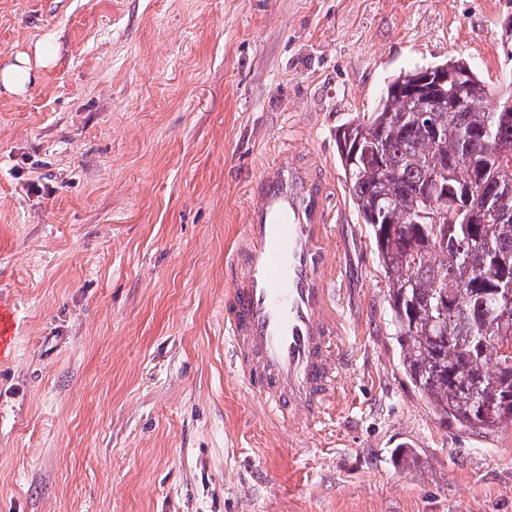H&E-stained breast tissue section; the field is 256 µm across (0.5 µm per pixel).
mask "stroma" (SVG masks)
Returning <instances> with one entry per match:
<instances>
[{
	"label": "stroma",
	"mask_w": 512,
	"mask_h": 512,
	"mask_svg": "<svg viewBox=\"0 0 512 512\" xmlns=\"http://www.w3.org/2000/svg\"><path fill=\"white\" fill-rule=\"evenodd\" d=\"M512 0H0V512H512V425L433 410L336 132L400 71L512 83ZM293 147L341 194L330 412L269 420L224 335L226 255ZM30 79L29 60L26 57H17L16 64L0 70V83L5 88L20 89Z\"/></svg>",
	"instance_id": "obj_1"
}]
</instances>
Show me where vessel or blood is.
Segmentation results:
<instances>
[{"label":"vessel or blood","mask_w":512,"mask_h":512,"mask_svg":"<svg viewBox=\"0 0 512 512\" xmlns=\"http://www.w3.org/2000/svg\"><path fill=\"white\" fill-rule=\"evenodd\" d=\"M327 178L295 153L261 173L229 255L224 334L232 368L267 417L311 428L330 404L343 325L328 279Z\"/></svg>","instance_id":"b4317fda"}]
</instances>
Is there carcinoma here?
Instances as JSON below:
<instances>
[{
  "instance_id": "cac0c4a2",
  "label": "carcinoma",
  "mask_w": 512,
  "mask_h": 512,
  "mask_svg": "<svg viewBox=\"0 0 512 512\" xmlns=\"http://www.w3.org/2000/svg\"><path fill=\"white\" fill-rule=\"evenodd\" d=\"M448 94L408 102L395 85L374 111L348 122L339 146L355 211L370 228L388 281L403 368L436 412L469 429L512 423V339L491 311L512 286V111L464 61L449 60ZM435 110L448 137L434 142L410 126L411 110ZM499 187L474 209L467 192ZM448 190V219L410 223L428 211L427 193Z\"/></svg>"
}]
</instances>
